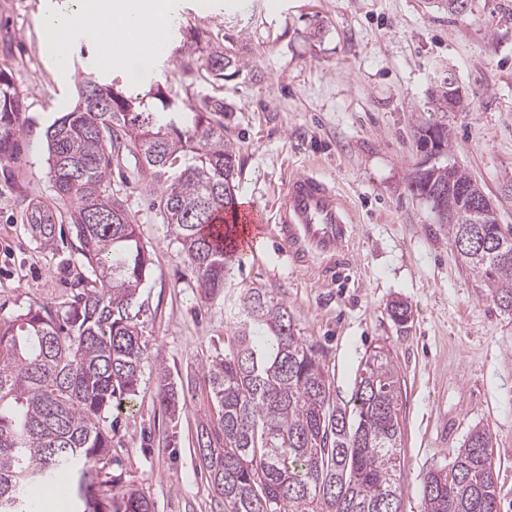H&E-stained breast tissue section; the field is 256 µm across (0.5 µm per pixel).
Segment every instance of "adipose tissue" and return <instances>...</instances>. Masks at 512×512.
I'll use <instances>...</instances> for the list:
<instances>
[{
  "mask_svg": "<svg viewBox=\"0 0 512 512\" xmlns=\"http://www.w3.org/2000/svg\"><path fill=\"white\" fill-rule=\"evenodd\" d=\"M44 26L60 44L55 57L59 66L66 65L65 49L77 36L93 41L106 61L115 49L160 44L165 37L157 0H51Z\"/></svg>",
  "mask_w": 512,
  "mask_h": 512,
  "instance_id": "ef3b65f1",
  "label": "adipose tissue"
}]
</instances>
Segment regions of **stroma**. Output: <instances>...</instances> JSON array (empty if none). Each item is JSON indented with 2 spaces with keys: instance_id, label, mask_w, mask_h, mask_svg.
<instances>
[{
  "instance_id": "35a3bbf8",
  "label": "stroma",
  "mask_w": 512,
  "mask_h": 512,
  "mask_svg": "<svg viewBox=\"0 0 512 512\" xmlns=\"http://www.w3.org/2000/svg\"><path fill=\"white\" fill-rule=\"evenodd\" d=\"M45 0H0V69L24 100L23 158L0 168V323L34 304L61 306L91 279L74 233L42 245L27 232V207L60 214L46 162L47 128L75 104L78 72L96 73L131 98L161 85L183 107L223 99L237 148L239 201L273 211L290 174L319 173L357 207L354 262L336 281L297 269L270 240L231 267L224 293L206 298L157 205L164 180L132 157L112 163V189L151 253L141 299L143 338L166 368L146 364L138 396L112 409L108 467L116 490L134 489L153 512H224L195 447L214 407L203 366L228 349L230 307L246 286L274 291L311 346L339 404L351 403L377 351L400 381L401 512H423L420 489L452 461L473 428L489 429L500 512H512V312L500 309L468 269L427 203L407 189L423 154L415 132L445 123L450 160L465 165L512 225V0H471L466 21L427 0H159L180 35L147 60L102 66L94 43L75 40L70 66L44 52ZM221 27L242 68L225 82L186 62L183 38ZM455 77L463 107H445ZM405 303L401 324L390 312ZM182 408L159 404L165 385Z\"/></svg>"
}]
</instances>
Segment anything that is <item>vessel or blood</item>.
I'll return each mask as SVG.
<instances>
[{
	"label": "vessel or blood",
	"mask_w": 512,
	"mask_h": 512,
	"mask_svg": "<svg viewBox=\"0 0 512 512\" xmlns=\"http://www.w3.org/2000/svg\"><path fill=\"white\" fill-rule=\"evenodd\" d=\"M357 221L345 194L316 172L304 171L290 175L274 216L247 202L212 230L220 245L244 258L252 253L263 229H270L296 267L329 281L352 263V230Z\"/></svg>",
	"instance_id": "obj_1"
}]
</instances>
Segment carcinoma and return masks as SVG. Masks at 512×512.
I'll use <instances>...</instances> for the list:
<instances>
[{
  "label": "carcinoma",
  "instance_id": "obj_1",
  "mask_svg": "<svg viewBox=\"0 0 512 512\" xmlns=\"http://www.w3.org/2000/svg\"><path fill=\"white\" fill-rule=\"evenodd\" d=\"M205 57L206 76L228 77L236 64L219 34L182 45ZM126 97L81 77L74 108L46 131L48 165L78 254L95 279L65 306L33 305L0 329V512H37L33 485L61 479L76 486L83 512H152L132 490L112 504L106 471L112 448L109 413L139 393L151 357L142 340L146 309L140 289L150 270L137 224L111 188L112 160L127 154L155 178L174 172L162 192L166 223L207 295L224 290L237 256L217 244L211 226L237 209L236 147L224 136V100L208 98L192 112ZM23 99L0 71V163L22 159ZM426 160L408 191L434 214L456 216L452 243L481 275L499 308L512 311V229L477 223L471 200L457 189L472 177L448 162L443 123L418 128ZM231 350L203 367L217 424L197 429V446L226 512H400L401 435L396 368L378 351L365 362L354 406L334 403L311 347L294 332L288 306L262 287L241 291ZM492 435L473 430L451 467L422 481L423 512H499Z\"/></svg>",
  "mask_w": 512,
  "mask_h": 512
}]
</instances>
